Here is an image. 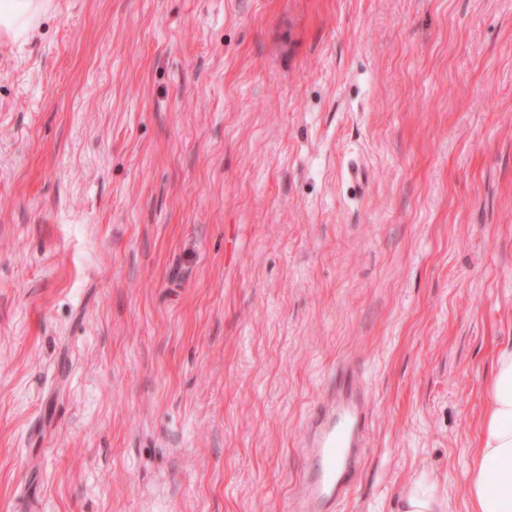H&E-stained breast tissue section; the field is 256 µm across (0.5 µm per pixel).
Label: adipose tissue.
<instances>
[{
	"label": "adipose tissue",
	"instance_id": "adipose-tissue-1",
	"mask_svg": "<svg viewBox=\"0 0 512 512\" xmlns=\"http://www.w3.org/2000/svg\"><path fill=\"white\" fill-rule=\"evenodd\" d=\"M49 0H0V34L26 39ZM473 461L464 474L470 512H512V345L497 349Z\"/></svg>",
	"mask_w": 512,
	"mask_h": 512
}]
</instances>
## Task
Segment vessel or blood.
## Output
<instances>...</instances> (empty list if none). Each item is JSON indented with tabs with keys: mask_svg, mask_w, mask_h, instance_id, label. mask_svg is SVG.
<instances>
[{
	"mask_svg": "<svg viewBox=\"0 0 512 512\" xmlns=\"http://www.w3.org/2000/svg\"><path fill=\"white\" fill-rule=\"evenodd\" d=\"M371 430L370 391L354 366L334 370L305 422L299 474L286 512H336L362 470Z\"/></svg>",
	"mask_w": 512,
	"mask_h": 512,
	"instance_id": "1",
	"label": "vessel or blood"
}]
</instances>
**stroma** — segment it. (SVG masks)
<instances>
[{
    "instance_id": "stroma-1",
    "label": "stroma",
    "mask_w": 512,
    "mask_h": 512,
    "mask_svg": "<svg viewBox=\"0 0 512 512\" xmlns=\"http://www.w3.org/2000/svg\"><path fill=\"white\" fill-rule=\"evenodd\" d=\"M361 164L368 181L349 177ZM512 344V0H52L0 37V512H468ZM371 430L370 391L356 367L343 364L306 418L300 445L307 467L287 500V512H335L362 470ZM403 503L404 512H446L448 509L447 500L424 475L408 486Z\"/></svg>"
}]
</instances>
